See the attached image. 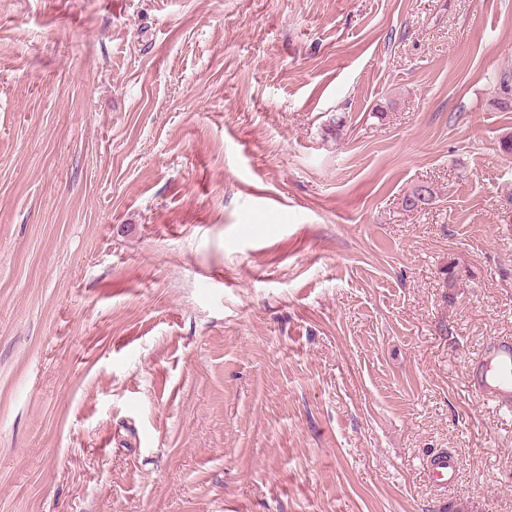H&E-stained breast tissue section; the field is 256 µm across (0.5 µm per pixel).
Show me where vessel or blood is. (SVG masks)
<instances>
[{"label":"vessel or blood","instance_id":"obj_1","mask_svg":"<svg viewBox=\"0 0 512 512\" xmlns=\"http://www.w3.org/2000/svg\"><path fill=\"white\" fill-rule=\"evenodd\" d=\"M470 388L480 399L493 401L503 408L512 407V344L500 342L485 352ZM424 472L429 482L445 488L456 482L459 462L452 453L436 452L427 457Z\"/></svg>","mask_w":512,"mask_h":512}]
</instances>
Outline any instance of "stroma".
I'll return each mask as SVG.
<instances>
[{
  "label": "stroma",
  "instance_id": "obj_1",
  "mask_svg": "<svg viewBox=\"0 0 512 512\" xmlns=\"http://www.w3.org/2000/svg\"><path fill=\"white\" fill-rule=\"evenodd\" d=\"M506 78L512 0H0V512H512ZM470 388L479 399L502 408L512 407V344L499 342L485 352ZM426 478L433 485L447 488L454 484L459 474V462L456 456L447 451L431 454L424 465Z\"/></svg>",
  "mask_w": 512,
  "mask_h": 512
}]
</instances>
